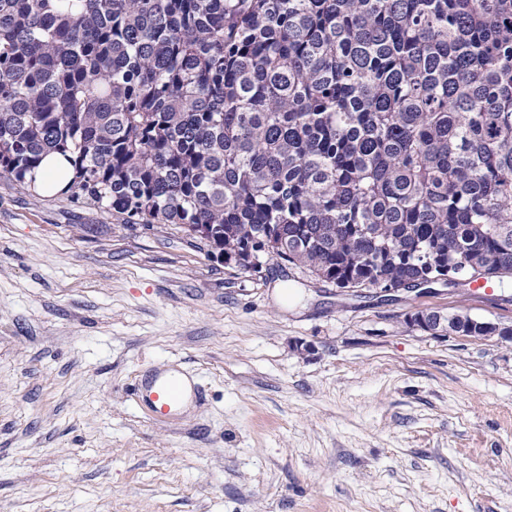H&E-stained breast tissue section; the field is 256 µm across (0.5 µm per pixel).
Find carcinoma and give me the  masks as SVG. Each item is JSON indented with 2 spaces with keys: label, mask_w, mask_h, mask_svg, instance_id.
<instances>
[{
  "label": "carcinoma",
  "mask_w": 512,
  "mask_h": 512,
  "mask_svg": "<svg viewBox=\"0 0 512 512\" xmlns=\"http://www.w3.org/2000/svg\"><path fill=\"white\" fill-rule=\"evenodd\" d=\"M341 288L512 275V0H0V175Z\"/></svg>",
  "instance_id": "1"
}]
</instances>
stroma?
<instances>
[{
  "instance_id": "1",
  "label": "stroma",
  "mask_w": 512,
  "mask_h": 512,
  "mask_svg": "<svg viewBox=\"0 0 512 512\" xmlns=\"http://www.w3.org/2000/svg\"><path fill=\"white\" fill-rule=\"evenodd\" d=\"M287 301L276 297L278 286ZM356 294L0 177V512H512V278ZM171 424L129 388L169 367ZM430 314H432L436 332H449V333L451 332V333H454V334H457L460 336H469V337H488L490 335L495 336V334H496V336H499L505 340L512 339L511 335L510 336L499 335V334L509 333V330L511 329V327L510 328H505V327L501 328L500 326H498L497 324H495L493 322L485 321L483 323H477V326H480V328H482V331H484L486 336H471L468 334L467 331H464L465 333L461 334V332H460L461 329L466 327V325L462 324L461 320L459 318H456L457 323L448 321L447 326H446V325H443V323H440V324L438 323L440 313L431 312ZM430 314L426 313V312H422V313L410 316L407 318L408 324L412 327H418L425 331H433L432 324L428 320V317L430 316Z\"/></svg>"
}]
</instances>
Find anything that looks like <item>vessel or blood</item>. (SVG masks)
Segmentation results:
<instances>
[{"mask_svg": "<svg viewBox=\"0 0 512 512\" xmlns=\"http://www.w3.org/2000/svg\"><path fill=\"white\" fill-rule=\"evenodd\" d=\"M130 394L137 406L147 410L157 421L171 422L180 414L186 398L202 400L198 385L183 388L175 375L153 372L136 379Z\"/></svg>", "mask_w": 512, "mask_h": 512, "instance_id": "obj_1", "label": "vessel or blood"}]
</instances>
